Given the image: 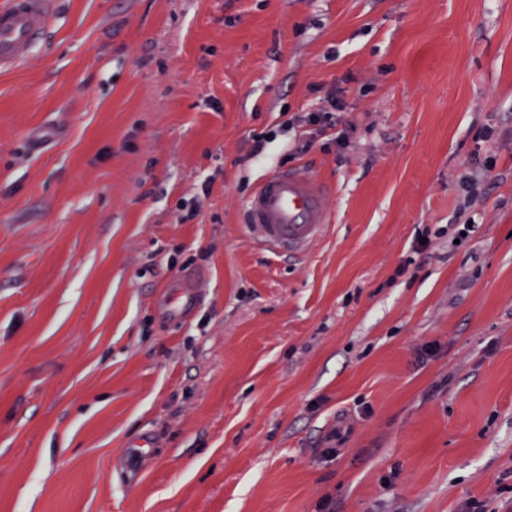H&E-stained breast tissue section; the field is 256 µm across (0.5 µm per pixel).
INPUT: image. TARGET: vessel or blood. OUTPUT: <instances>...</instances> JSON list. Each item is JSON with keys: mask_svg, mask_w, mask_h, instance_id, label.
<instances>
[{"mask_svg": "<svg viewBox=\"0 0 512 512\" xmlns=\"http://www.w3.org/2000/svg\"><path fill=\"white\" fill-rule=\"evenodd\" d=\"M55 0H8L0 7V71L27 59L45 33ZM328 191L302 169L279 170L266 177L246 206L247 230L253 243L297 255L318 241L327 225ZM201 298L199 288L173 281L162 303L176 320L188 318Z\"/></svg>", "mask_w": 512, "mask_h": 512, "instance_id": "obj_1", "label": "vessel or blood"}]
</instances>
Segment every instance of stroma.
Returning a JSON list of instances; mask_svg holds the SVG:
<instances>
[{
  "label": "stroma",
  "instance_id": "35a3bbf8",
  "mask_svg": "<svg viewBox=\"0 0 512 512\" xmlns=\"http://www.w3.org/2000/svg\"><path fill=\"white\" fill-rule=\"evenodd\" d=\"M288 168L330 189L297 256L245 227ZM473 502L512 507V0H56L0 71V512ZM324 107L319 112L309 113L303 117V122L307 126H317L315 129H311L309 134L311 138H314L316 133L323 132L326 128H332L336 126L335 112H340L344 109V102L341 98L336 97V93H328L324 97ZM168 288L167 295L162 298L165 311L174 320L188 318L200 301V288L185 280L173 281Z\"/></svg>",
  "mask_w": 512,
  "mask_h": 512
}]
</instances>
